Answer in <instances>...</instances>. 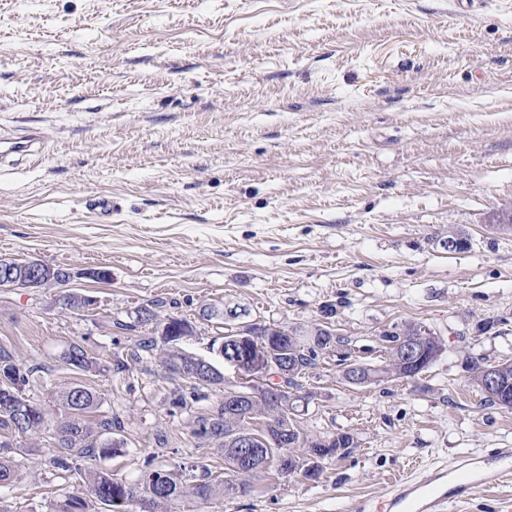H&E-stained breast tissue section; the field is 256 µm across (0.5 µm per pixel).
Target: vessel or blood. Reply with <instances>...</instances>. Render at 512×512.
<instances>
[{"label":"vessel or blood","mask_w":512,"mask_h":512,"mask_svg":"<svg viewBox=\"0 0 512 512\" xmlns=\"http://www.w3.org/2000/svg\"><path fill=\"white\" fill-rule=\"evenodd\" d=\"M512 479V448H493L454 464L396 477L384 494L357 500L350 512H450L480 488Z\"/></svg>","instance_id":"obj_1"}]
</instances>
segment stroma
Wrapping results in <instances>:
<instances>
[{"label": "stroma", "instance_id": "35a3bbf8", "mask_svg": "<svg viewBox=\"0 0 512 512\" xmlns=\"http://www.w3.org/2000/svg\"><path fill=\"white\" fill-rule=\"evenodd\" d=\"M33 129L38 154L0 157V257L72 278L0 288V348L52 421L77 384L92 426L120 418L124 446L96 468L224 473L198 433L222 386L172 379L161 342L131 358L151 328L114 326L145 304L189 320L181 347L206 358L224 325L200 313L230 301L265 323H329L369 365L405 322L444 347L409 381L350 387L330 359L302 378L301 428L356 442L320 480L262 473L207 501L187 485L166 512H343L409 465L512 448V410L464 368L512 361V231L492 222L512 208V0H0V138ZM93 194L112 197L110 222ZM452 234L465 249L445 248ZM95 268L109 279L85 278ZM68 294L94 304L66 309ZM74 344L90 371L65 362ZM0 442L18 475L0 512L86 496L48 470L51 431Z\"/></svg>", "mask_w": 512, "mask_h": 512}]
</instances>
